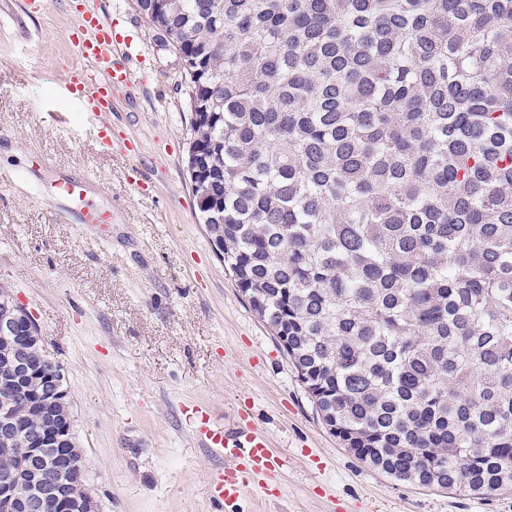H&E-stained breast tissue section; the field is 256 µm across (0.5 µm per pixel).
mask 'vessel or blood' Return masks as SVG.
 Segmentation results:
<instances>
[{"label": "vessel or blood", "instance_id": "vessel-or-blood-1", "mask_svg": "<svg viewBox=\"0 0 512 512\" xmlns=\"http://www.w3.org/2000/svg\"><path fill=\"white\" fill-rule=\"evenodd\" d=\"M73 62L62 86L82 112L94 120V137L100 147L112 146V126L102 121V113L112 109V90L128 84L133 73L129 61L135 50L132 44L116 48L111 29L100 18H84L77 32L69 37ZM92 188L83 180L58 179L57 197L68 201L85 200ZM196 422V432L207 447L223 453L229 464L208 483V495L218 512H231L249 480L257 476L276 479L287 467V460L270 445L267 437L255 429L224 428L214 424L206 411L190 409Z\"/></svg>", "mask_w": 512, "mask_h": 512}]
</instances>
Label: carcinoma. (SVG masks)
Instances as JSON below:
<instances>
[{
  "label": "carcinoma",
  "instance_id": "cac0c4a2",
  "mask_svg": "<svg viewBox=\"0 0 512 512\" xmlns=\"http://www.w3.org/2000/svg\"><path fill=\"white\" fill-rule=\"evenodd\" d=\"M133 8L183 61L209 236L316 412L397 481L511 489L512 0Z\"/></svg>",
  "mask_w": 512,
  "mask_h": 512
}]
</instances>
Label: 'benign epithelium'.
I'll return each mask as SVG.
<instances>
[{
  "instance_id": "obj_1",
  "label": "benign epithelium",
  "mask_w": 512,
  "mask_h": 512,
  "mask_svg": "<svg viewBox=\"0 0 512 512\" xmlns=\"http://www.w3.org/2000/svg\"><path fill=\"white\" fill-rule=\"evenodd\" d=\"M0 334L15 339L13 347L0 354L6 369L17 377L37 372L42 375L43 386L58 397V402L70 401L62 369L47 352L43 336L29 313L19 318H0ZM41 415V423L35 426L26 425L16 416H0V455L19 460L0 480L4 509L7 512H99L93 496L80 497L72 491L74 483L85 476L84 453L75 442L73 421L57 427L49 410H41ZM48 444L57 448L56 465L50 471L37 469L32 459Z\"/></svg>"
}]
</instances>
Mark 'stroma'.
I'll return each mask as SVG.
<instances>
[{"mask_svg":"<svg viewBox=\"0 0 512 512\" xmlns=\"http://www.w3.org/2000/svg\"><path fill=\"white\" fill-rule=\"evenodd\" d=\"M92 7L134 35V87L112 92L101 148L57 97L66 31ZM182 65L132 0H0V282L35 317L70 388L74 433L101 512H211L224 467L183 409L249 422L287 456L278 498L251 480L235 512H512L483 496L396 481L344 448L287 355L214 252L187 170ZM91 178L111 224L60 217L53 181Z\"/></svg>","mask_w":512,"mask_h":512,"instance_id":"35a3bbf8","label":"stroma"}]
</instances>
